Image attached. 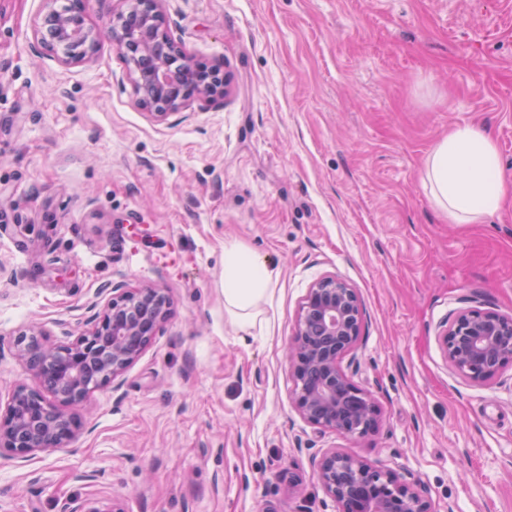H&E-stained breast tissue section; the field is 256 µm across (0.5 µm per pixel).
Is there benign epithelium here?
Segmentation results:
<instances>
[{
  "label": "benign epithelium",
  "mask_w": 512,
  "mask_h": 512,
  "mask_svg": "<svg viewBox=\"0 0 512 512\" xmlns=\"http://www.w3.org/2000/svg\"><path fill=\"white\" fill-rule=\"evenodd\" d=\"M34 39L40 53L64 65L88 61L107 37L126 59L138 107L157 123L196 101H224V78L177 45L165 28L163 0H118L99 25L89 22L90 0H42ZM109 295L90 327L67 344L40 341L32 326L19 333L15 357L34 384L17 386L0 406V458L26 461L67 448L83 430L80 409L91 392L121 377L152 343L169 315L165 289L104 288ZM362 309L346 281L325 276L307 289L288 346L294 404L310 424L350 437L378 431L382 416L372 396L351 381L343 358L361 335ZM461 379L488 384L512 369V314L462 308L439 339ZM314 475L339 512H433L418 480L361 456L328 448L313 458ZM62 512H123L98 500L67 501Z\"/></svg>",
  "instance_id": "benign-epithelium-1"
}]
</instances>
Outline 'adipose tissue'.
I'll use <instances>...</instances> for the list:
<instances>
[{
    "label": "adipose tissue",
    "mask_w": 512,
    "mask_h": 512,
    "mask_svg": "<svg viewBox=\"0 0 512 512\" xmlns=\"http://www.w3.org/2000/svg\"><path fill=\"white\" fill-rule=\"evenodd\" d=\"M422 181L434 208L452 224H476L497 212L512 181L502 170L497 144L476 124L449 129L430 151ZM279 272L238 240L224 242V310L241 329L269 331L270 303Z\"/></svg>",
    "instance_id": "obj_1"
}]
</instances>
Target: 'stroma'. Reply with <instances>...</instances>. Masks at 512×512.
Wrapping results in <instances>:
<instances>
[{"instance_id":"obj_1","label":"stroma","mask_w":512,"mask_h":512,"mask_svg":"<svg viewBox=\"0 0 512 512\" xmlns=\"http://www.w3.org/2000/svg\"><path fill=\"white\" fill-rule=\"evenodd\" d=\"M169 35L221 66L223 104L159 124L117 48L63 66L32 50L41 0H0V402L31 375L18 334L68 343L108 283L171 314L71 447L0 458V512L70 498L123 512H337L313 456L417 478L434 512H512V370L475 385L438 335L454 311L512 313V195L451 224L420 172L457 124L489 128L512 175V0H164ZM281 271L270 334L224 312V241ZM355 288L343 360L380 429L322 430L293 403L286 347L312 282ZM93 480L75 481L76 473Z\"/></svg>"}]
</instances>
